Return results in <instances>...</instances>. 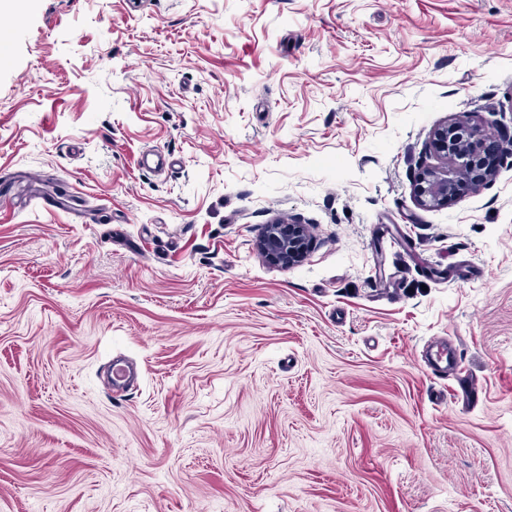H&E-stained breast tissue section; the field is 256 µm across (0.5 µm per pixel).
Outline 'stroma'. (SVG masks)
<instances>
[{"mask_svg":"<svg viewBox=\"0 0 512 512\" xmlns=\"http://www.w3.org/2000/svg\"><path fill=\"white\" fill-rule=\"evenodd\" d=\"M0 32V512H512V158L413 196L435 127L512 118V0H0ZM286 223L278 220L270 224L263 243L271 255L291 265L304 256L307 235L302 224Z\"/></svg>","mask_w":512,"mask_h":512,"instance_id":"stroma-1","label":"stroma"}]
</instances>
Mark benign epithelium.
Here are the masks:
<instances>
[{"label": "benign epithelium", "instance_id": "1", "mask_svg": "<svg viewBox=\"0 0 512 512\" xmlns=\"http://www.w3.org/2000/svg\"><path fill=\"white\" fill-rule=\"evenodd\" d=\"M431 144L443 165H419L413 189L419 206H444L455 197L459 184L477 190L490 179L491 171L483 164L484 137L473 123L467 120L444 123L433 130ZM497 145L500 158L512 157V128L504 122L498 123ZM305 239L303 225L278 220L268 226L263 243L271 255L291 265L304 256Z\"/></svg>", "mask_w": 512, "mask_h": 512}]
</instances>
